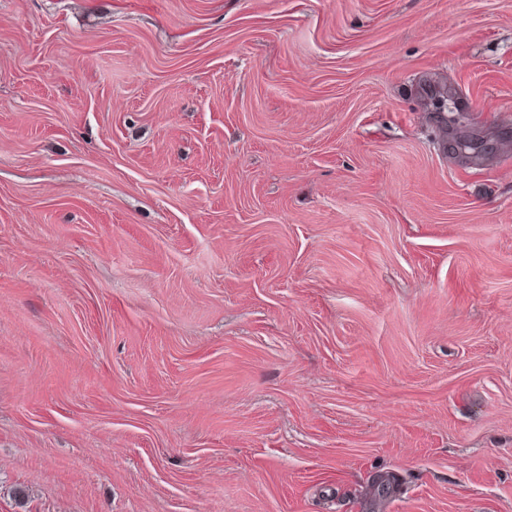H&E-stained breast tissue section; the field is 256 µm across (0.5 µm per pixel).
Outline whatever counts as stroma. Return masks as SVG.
<instances>
[{"mask_svg":"<svg viewBox=\"0 0 512 512\" xmlns=\"http://www.w3.org/2000/svg\"><path fill=\"white\" fill-rule=\"evenodd\" d=\"M0 512H512V0H0Z\"/></svg>","mask_w":512,"mask_h":512,"instance_id":"obj_1","label":"stroma"}]
</instances>
